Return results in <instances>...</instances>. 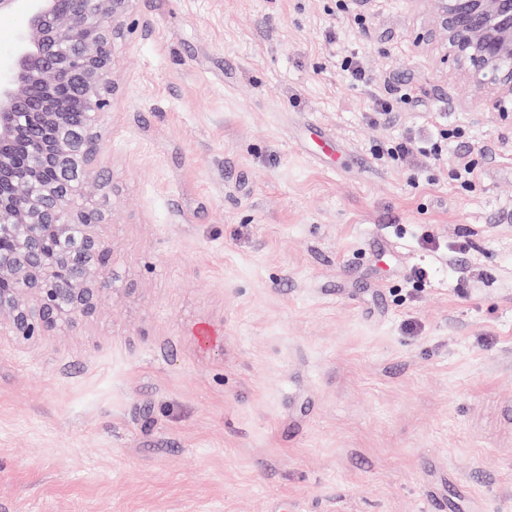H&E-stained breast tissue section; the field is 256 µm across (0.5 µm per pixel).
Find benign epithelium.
<instances>
[{
	"label": "benign epithelium",
	"mask_w": 512,
	"mask_h": 512,
	"mask_svg": "<svg viewBox=\"0 0 512 512\" xmlns=\"http://www.w3.org/2000/svg\"><path fill=\"white\" fill-rule=\"evenodd\" d=\"M0 72V334L29 341L90 316L113 278L88 202L112 105V57L136 0H28ZM444 58L512 102V0H428Z\"/></svg>",
	"instance_id": "7a95c632"
}]
</instances>
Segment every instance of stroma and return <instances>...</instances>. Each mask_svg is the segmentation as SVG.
Segmentation results:
<instances>
[{
	"label": "stroma",
	"mask_w": 512,
	"mask_h": 512,
	"mask_svg": "<svg viewBox=\"0 0 512 512\" xmlns=\"http://www.w3.org/2000/svg\"><path fill=\"white\" fill-rule=\"evenodd\" d=\"M349 8L136 0L92 189L115 279L0 335V512H512V113L428 0ZM434 125L439 160L387 155Z\"/></svg>",
	"instance_id": "stroma-1"
}]
</instances>
